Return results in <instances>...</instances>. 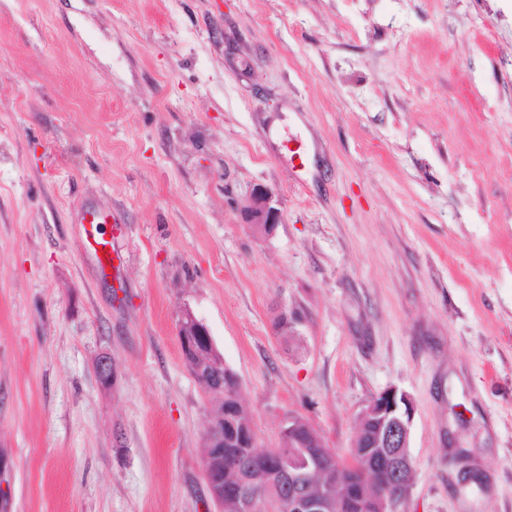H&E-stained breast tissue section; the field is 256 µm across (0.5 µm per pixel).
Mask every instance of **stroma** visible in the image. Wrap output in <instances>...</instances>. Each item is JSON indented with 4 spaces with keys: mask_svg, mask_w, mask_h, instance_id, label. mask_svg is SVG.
I'll return each instance as SVG.
<instances>
[{
    "mask_svg": "<svg viewBox=\"0 0 512 512\" xmlns=\"http://www.w3.org/2000/svg\"><path fill=\"white\" fill-rule=\"evenodd\" d=\"M187 310L258 447L393 387L401 512H512V0H0V512H218ZM246 224H252L264 235H272L282 222V213L275 192L268 186L255 185L242 209ZM89 224L91 230L86 232L84 245L98 256L101 265L104 266L105 262L109 263L112 261V242L104 236L99 237L97 235V225L94 224V218ZM99 246H102V250H99ZM178 336L181 350L186 353H198L201 349L214 348L211 335L203 322L198 320L191 311H185L178 324ZM200 336H206V342L200 340ZM205 342L204 346L197 344Z\"/></svg>",
    "mask_w": 512,
    "mask_h": 512,
    "instance_id": "35a3bbf8",
    "label": "stroma"
}]
</instances>
